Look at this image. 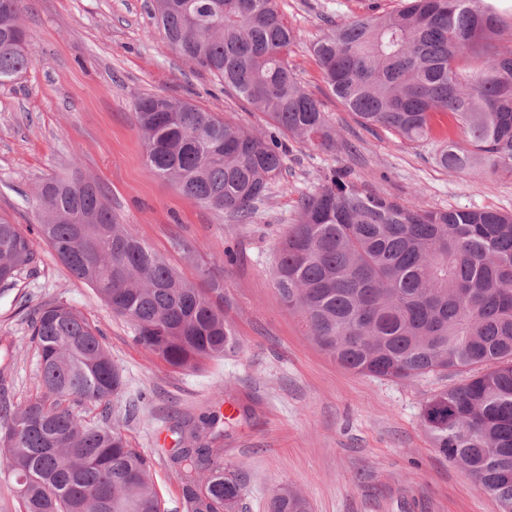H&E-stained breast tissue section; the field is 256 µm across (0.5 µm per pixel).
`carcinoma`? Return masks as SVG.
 Listing matches in <instances>:
<instances>
[{
  "label": "carcinoma",
  "mask_w": 512,
  "mask_h": 512,
  "mask_svg": "<svg viewBox=\"0 0 512 512\" xmlns=\"http://www.w3.org/2000/svg\"><path fill=\"white\" fill-rule=\"evenodd\" d=\"M24 0H0V83L33 65L20 23ZM163 38L224 83L272 132L247 131L163 95L136 101L147 171L245 223L282 178L288 141L336 144L321 103L288 65L296 35L277 0H154ZM486 0H401L392 12L339 21L312 46L331 93L366 126L437 147L446 170L512 174V52ZM75 173L39 190L40 232L57 258L125 318L136 345L175 369L199 370L235 351L224 284L186 280L112 213L100 186ZM36 259L33 241L0 217V284ZM273 280L309 340L355 373L403 379L479 368L431 395L421 421L435 447L512 512V213L428 210L352 181L325 177L301 197L275 249ZM40 390L0 395V452L24 512H161L152 462L109 417L125 388L100 333L73 308L29 315ZM162 449L184 512L237 509L240 472L224 468V413L169 427ZM269 512H308L283 488Z\"/></svg>",
  "instance_id": "obj_1"
}]
</instances>
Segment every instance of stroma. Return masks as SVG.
Instances as JSON below:
<instances>
[{
  "mask_svg": "<svg viewBox=\"0 0 512 512\" xmlns=\"http://www.w3.org/2000/svg\"><path fill=\"white\" fill-rule=\"evenodd\" d=\"M152 3L27 0L20 17L34 63L0 85V217L33 239L37 257L0 292V385L16 401L36 393L27 315L45 303H65L99 330L124 373L126 390L113 399L108 423L151 459L163 512H183L180 483L160 454L171 442L169 426L223 401L250 409L224 427V462L247 479L240 512H268L271 496L284 487L301 493L310 512H499L439 454L421 424L427 398L458 386L463 374L398 380L346 370L305 336L272 279V252L299 198L336 170L426 209L512 211V175L476 178L443 169L434 147L365 127L325 84L313 43L332 23L372 5L393 10L399 0H278L296 34L288 63L322 101L336 146L293 145L281 182L257 203L249 224L187 199L174 182L146 169L135 117L140 97L185 99L240 127H267L263 113L166 43ZM75 171L96 181L121 223L185 278L202 283L207 270L223 280L233 302L235 352L198 372L171 368L136 346L127 321L71 275L40 236L37 191L47 178ZM181 240L192 243L191 253L178 248ZM228 249L233 262L216 266ZM141 393L146 399L136 417H126L128 402Z\"/></svg>",
  "mask_w": 512,
  "mask_h": 512,
  "instance_id": "1",
  "label": "stroma"
}]
</instances>
